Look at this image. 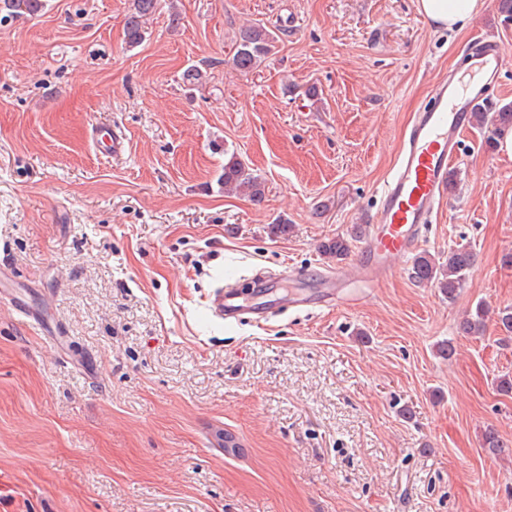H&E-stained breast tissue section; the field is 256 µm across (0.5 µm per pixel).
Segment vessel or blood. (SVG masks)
I'll use <instances>...</instances> for the list:
<instances>
[{"label": "vessel or blood", "instance_id": "vessel-or-blood-1", "mask_svg": "<svg viewBox=\"0 0 512 512\" xmlns=\"http://www.w3.org/2000/svg\"><path fill=\"white\" fill-rule=\"evenodd\" d=\"M511 65L512 58L497 42L476 37L467 46L463 68L436 83L403 138L396 169L379 193L353 269L322 274L319 291L305 298L298 297L296 290L307 273L289 279L259 273L251 292L230 284L219 287L209 299L210 314L220 321L237 322L249 315L266 321L292 307L335 305L350 282L372 283L391 275L395 259L414 253L425 226L436 222L448 195V167L462 152L463 136L475 111L488 105L500 73ZM91 139L106 157L120 156L125 150L123 136L109 125L96 126Z\"/></svg>", "mask_w": 512, "mask_h": 512}]
</instances>
